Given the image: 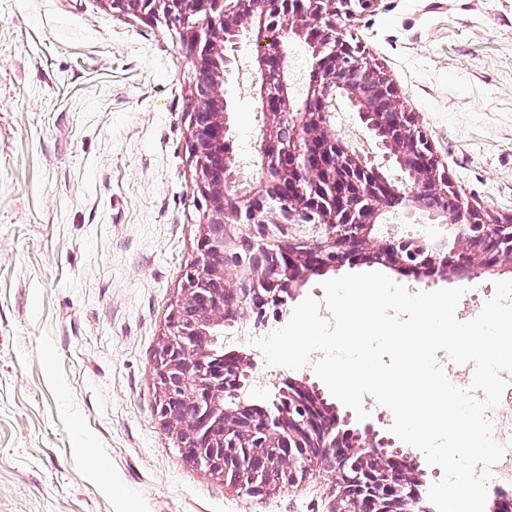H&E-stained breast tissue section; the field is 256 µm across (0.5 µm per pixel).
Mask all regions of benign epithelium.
<instances>
[{
	"label": "benign epithelium",
	"instance_id": "obj_1",
	"mask_svg": "<svg viewBox=\"0 0 512 512\" xmlns=\"http://www.w3.org/2000/svg\"><path fill=\"white\" fill-rule=\"evenodd\" d=\"M176 26L194 63L191 152L205 202L197 258L185 273L156 365V413L176 431L184 456L249 497L294 484L320 464L334 477L345 512H430L410 454L372 424L350 427L321 392L288 384L268 410L240 400L253 379V358L224 356V384L207 363L208 328L231 322L263 327L313 269L359 260L416 276L465 271L474 278L512 273V219L492 220L441 173L431 142L413 127L392 81L343 33V23L376 0H104ZM305 40L315 59L303 101L291 93L280 37ZM256 48L258 95L265 123L258 153L264 177L235 188L233 156L224 148L231 120L225 98L235 51ZM352 105L378 139L380 163L330 131L336 95ZM391 162L408 181L385 171ZM451 198V207L439 200ZM399 202L443 233L416 264L402 256L407 236L379 239V217Z\"/></svg>",
	"mask_w": 512,
	"mask_h": 512
}]
</instances>
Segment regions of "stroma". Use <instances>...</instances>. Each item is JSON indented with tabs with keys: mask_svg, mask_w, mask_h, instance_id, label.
Wrapping results in <instances>:
<instances>
[{
	"mask_svg": "<svg viewBox=\"0 0 512 512\" xmlns=\"http://www.w3.org/2000/svg\"><path fill=\"white\" fill-rule=\"evenodd\" d=\"M395 84L449 181L512 219V0H376L343 25ZM196 70L179 33L105 0H0V512H334L316 468L267 498L183 456L155 412L168 316L205 203ZM255 49L228 98L242 183L258 179ZM464 288L475 318L495 279Z\"/></svg>",
	"mask_w": 512,
	"mask_h": 512,
	"instance_id": "35a3bbf8",
	"label": "stroma"
}]
</instances>
